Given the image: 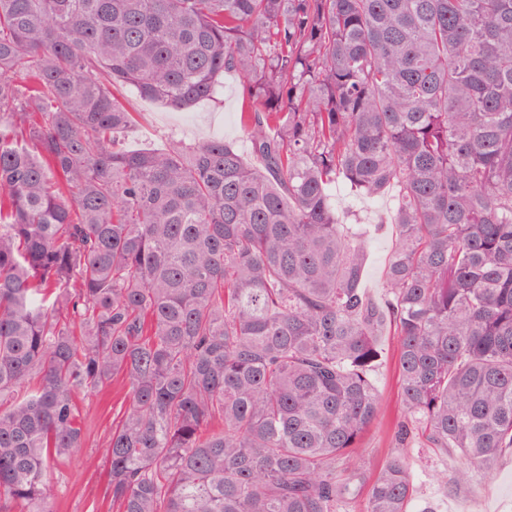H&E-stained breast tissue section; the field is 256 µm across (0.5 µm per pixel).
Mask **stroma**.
<instances>
[{
	"label": "stroma",
	"instance_id": "35a3bbf8",
	"mask_svg": "<svg viewBox=\"0 0 512 512\" xmlns=\"http://www.w3.org/2000/svg\"><path fill=\"white\" fill-rule=\"evenodd\" d=\"M243 81L233 72L225 73L214 98L196 104L190 111H176L141 99L129 86L118 92L136 114V122L123 140L128 150L160 149L173 142L198 144L214 137L233 143L244 158H251L250 144L243 134L239 117L243 101ZM330 202L346 213L350 224H383V231L372 235L364 279V291L375 301L385 293L384 282L395 234L387 219L393 203L390 197L350 200L342 187L330 189ZM382 356L372 379L381 396L379 414L358 448L354 463L368 472L386 461L405 456L415 486L409 512H512V455L501 458L491 469L472 472L463 482L454 478L464 460L457 449L439 450L420 438L408 447L398 446L393 430L406 412L397 383V340L381 336ZM86 437L82 448L70 453L58 466V512H97L103 499V472L106 463L101 450L107 442L112 415L99 396L84 400Z\"/></svg>",
	"mask_w": 512,
	"mask_h": 512
}]
</instances>
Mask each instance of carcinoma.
Wrapping results in <instances>:
<instances>
[{"label":"carcinoma","instance_id":"carcinoma-1","mask_svg":"<svg viewBox=\"0 0 512 512\" xmlns=\"http://www.w3.org/2000/svg\"><path fill=\"white\" fill-rule=\"evenodd\" d=\"M243 79L222 138L125 151L116 96ZM397 193L380 302L327 186ZM399 338L397 431L512 455V0H0V512H54L120 379L116 512H408L351 466Z\"/></svg>","mask_w":512,"mask_h":512}]
</instances>
